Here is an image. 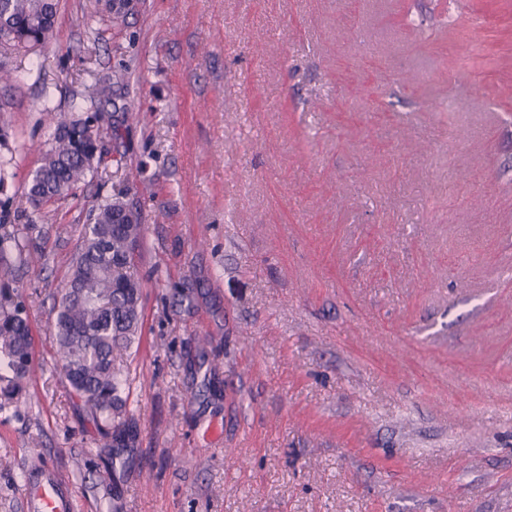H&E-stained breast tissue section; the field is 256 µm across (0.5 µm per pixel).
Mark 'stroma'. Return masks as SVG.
<instances>
[{
    "instance_id": "stroma-1",
    "label": "stroma",
    "mask_w": 512,
    "mask_h": 512,
    "mask_svg": "<svg viewBox=\"0 0 512 512\" xmlns=\"http://www.w3.org/2000/svg\"><path fill=\"white\" fill-rule=\"evenodd\" d=\"M112 2L0 54V224L43 231L9 279L39 367L0 412V512L40 463L77 512H512V0H126L118 29ZM94 75L101 159L34 210L42 92L63 113ZM119 188L144 236L118 455L49 351Z\"/></svg>"
}]
</instances>
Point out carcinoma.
<instances>
[{"label":"carcinoma","mask_w":512,"mask_h":512,"mask_svg":"<svg viewBox=\"0 0 512 512\" xmlns=\"http://www.w3.org/2000/svg\"><path fill=\"white\" fill-rule=\"evenodd\" d=\"M59 0H0V48L27 50L53 35ZM104 88L96 82L71 102L69 116L56 118L28 195L35 208L56 198L62 183L71 192L94 169L100 142L91 113L99 111ZM35 224L0 225V275L10 273L6 256L25 261ZM144 231L126 210L118 191L93 207L81 231L67 282L54 302L53 352L57 367L89 411L109 427L106 446L124 447L129 418L121 397L123 381L113 364L116 352L140 340L141 286L131 273ZM32 328L20 296L0 288V412L32 399Z\"/></svg>","instance_id":"cac0c4a2"}]
</instances>
